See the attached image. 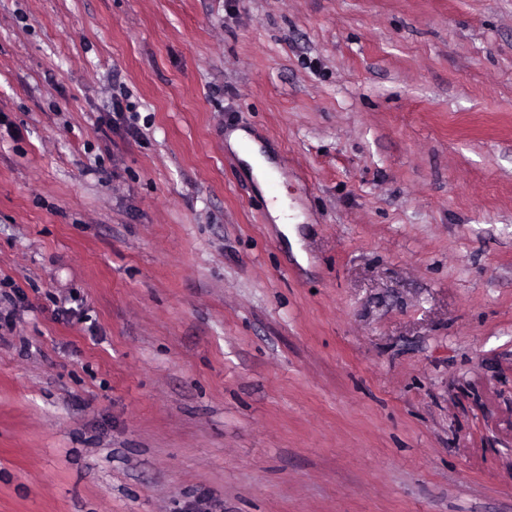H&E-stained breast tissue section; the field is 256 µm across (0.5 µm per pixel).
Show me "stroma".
<instances>
[{
	"label": "stroma",
	"instance_id": "obj_1",
	"mask_svg": "<svg viewBox=\"0 0 512 512\" xmlns=\"http://www.w3.org/2000/svg\"><path fill=\"white\" fill-rule=\"evenodd\" d=\"M5 277L0 512H512V0H0ZM229 144L257 177L275 172V166L263 153L262 145L246 131H233L229 136ZM268 207L272 217L275 219L276 224L279 225L280 230L287 236V238L290 239L293 247L298 249L299 239L297 237L295 227H288V222L294 221V219L289 217L290 213L288 211V201L281 196H277L276 199H272V197H270Z\"/></svg>",
	"mask_w": 512,
	"mask_h": 512
}]
</instances>
